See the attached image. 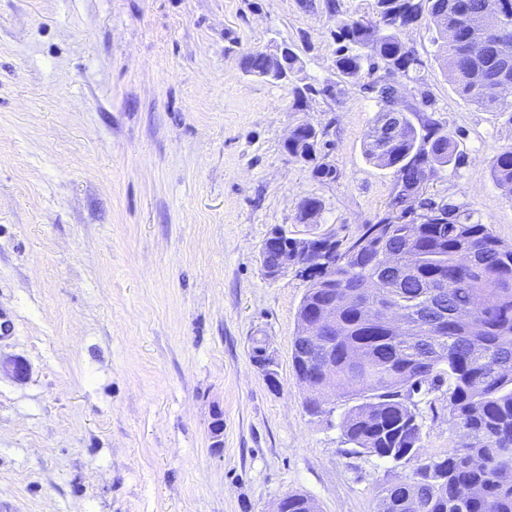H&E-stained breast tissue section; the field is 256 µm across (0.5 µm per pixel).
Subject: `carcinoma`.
Instances as JSON below:
<instances>
[{"label":"carcinoma","instance_id":"obj_1","mask_svg":"<svg viewBox=\"0 0 512 512\" xmlns=\"http://www.w3.org/2000/svg\"><path fill=\"white\" fill-rule=\"evenodd\" d=\"M484 9L485 0H429L426 10L419 0H375V20L337 25L336 70L346 81L384 71L364 89L376 94L380 109L393 108L397 78L420 65L402 31L424 22L435 31L438 60L459 96L512 122V101L493 91L500 76L512 77V32L492 47L475 41L470 22ZM241 65L272 82H291L301 70L293 52L283 62L249 53ZM318 145L317 130L303 123L288 142V155L309 165L315 179L334 180L337 168ZM454 151L451 134L439 124L419 130L407 118L394 141L377 139L371 129L363 137L366 158L394 171L391 210L402 204L405 189L447 166ZM491 173L498 187L512 192L511 148L493 157ZM423 208L421 223L383 216L378 223L385 225L384 240L371 236L372 225L365 224L350 242L331 246L336 266L301 270L309 286L293 342L309 319L326 310L336 317V334L307 337L308 357L291 355L292 367L307 381L314 377L308 361L327 370L321 393L340 391L356 401L341 422L346 441L358 453L389 461L412 454L421 440L414 394L448 381V415L468 440L385 488L380 512H512V368H501L512 360V244L462 206L428 200ZM387 251L398 254L404 277L399 287L379 292L411 322L425 324L432 293L445 294L448 324L430 341L397 335L346 300L349 287L369 293L384 280L377 255ZM475 459L481 465H470Z\"/></svg>","mask_w":512,"mask_h":512}]
</instances>
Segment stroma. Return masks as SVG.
I'll list each match as a JSON object with an SVG mask.
<instances>
[{"mask_svg":"<svg viewBox=\"0 0 512 512\" xmlns=\"http://www.w3.org/2000/svg\"><path fill=\"white\" fill-rule=\"evenodd\" d=\"M374 0H0V503L18 512H271L287 494L321 512H378L406 468L354 452L349 403L320 413L291 362L307 290L268 279L270 231L347 242L388 210L395 176L363 154L380 106L334 64L338 21ZM427 25L404 39L415 126L455 142L424 197L463 204L512 242V195L492 158L506 117L465 102ZM291 44L288 83L243 55ZM334 87V95L323 92ZM314 126L336 180H315L284 143ZM321 201L310 222L300 203ZM277 364L270 386L255 340ZM416 460L459 445L448 388L417 399ZM224 419L213 447V411Z\"/></svg>","mask_w":512,"mask_h":512,"instance_id":"obj_1","label":"stroma"}]
</instances>
